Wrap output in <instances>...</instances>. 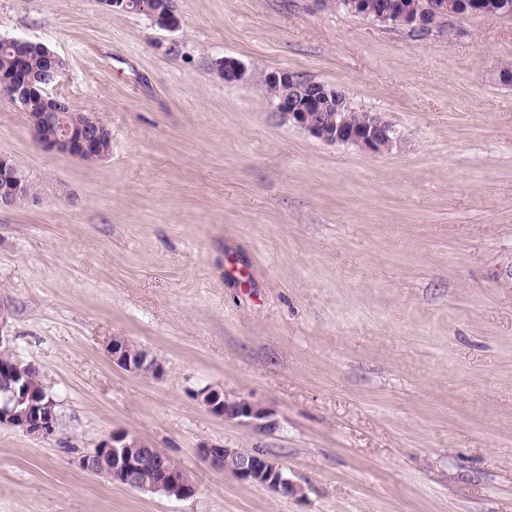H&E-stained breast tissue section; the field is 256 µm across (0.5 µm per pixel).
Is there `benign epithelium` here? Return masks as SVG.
Segmentation results:
<instances>
[{
	"label": "benign epithelium",
	"instance_id": "7a95c632",
	"mask_svg": "<svg viewBox=\"0 0 512 512\" xmlns=\"http://www.w3.org/2000/svg\"><path fill=\"white\" fill-rule=\"evenodd\" d=\"M352 13L391 27H406L425 30L429 27L428 13L416 5H410L401 13L387 8L375 9L364 0H349ZM467 10L474 14L493 15L495 0H465ZM138 8L148 13L158 27L174 31L180 20L168 7L158 0H145ZM26 48L37 51L48 61V69L36 73L27 72L14 79L0 76V89H7L9 99L21 110L25 109L34 93H39L45 112L30 118L29 126L36 144L48 151L71 155L77 149H94L106 126L98 123L92 127L85 123L83 113L72 111L73 105L66 99L48 93V86L63 74L65 61L41 42L19 40ZM216 74L228 83L247 82L252 78L251 68L235 58H224L215 63ZM265 90L276 111L288 121L304 130L308 135L328 144L353 145L371 153L390 151L397 142L395 128L382 115L374 113L365 125L357 129L350 125L343 113H336L331 124L322 122L321 110L330 103L350 106L346 99H339L337 90L327 85L312 82L300 84L297 75L286 69L266 72ZM25 189V183L17 175L11 160L0 155V206L13 205L14 199ZM112 364L128 373L137 369L127 351L112 338L107 345ZM54 403L45 404L26 395L14 397L0 387V425H7L39 440H48L57 430L58 418ZM208 411L216 417L237 419L254 424L265 418L251 407L238 406L216 408L206 404ZM203 456L212 465L232 474L236 479L260 486L272 494L288 496L297 492L287 472L277 461H256L239 456L235 448H205ZM78 465L88 472L99 474L117 473L127 486L144 493H160L178 500L188 499L196 493V485L189 474L180 467L170 465L167 459L150 448H140L127 442L121 434H110L99 442L93 460L80 458Z\"/></svg>",
	"mask_w": 512,
	"mask_h": 512
}]
</instances>
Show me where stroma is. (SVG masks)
Returning <instances> with one entry per match:
<instances>
[{"instance_id": "stroma-1", "label": "stroma", "mask_w": 512, "mask_h": 512, "mask_svg": "<svg viewBox=\"0 0 512 512\" xmlns=\"http://www.w3.org/2000/svg\"><path fill=\"white\" fill-rule=\"evenodd\" d=\"M177 30L101 0H0V38L46 44L52 87L112 133L103 160L48 152L0 94V154L38 186L0 208V301L59 426H0V512H512V18L419 34L317 0H172ZM225 57L345 90L399 139L310 137ZM122 336L162 367L113 366ZM254 403L221 420L198 393ZM141 438L196 494L77 466ZM259 449L297 495L216 469ZM248 65L235 58L225 57L215 63L216 74L228 83L247 82L252 78ZM206 408L211 414L224 420L238 419L242 423L254 424L265 418L263 413L257 415L255 410L251 407L240 408L238 406L230 407L224 405L223 408L219 407L214 409V403H206Z\"/></svg>"}]
</instances>
